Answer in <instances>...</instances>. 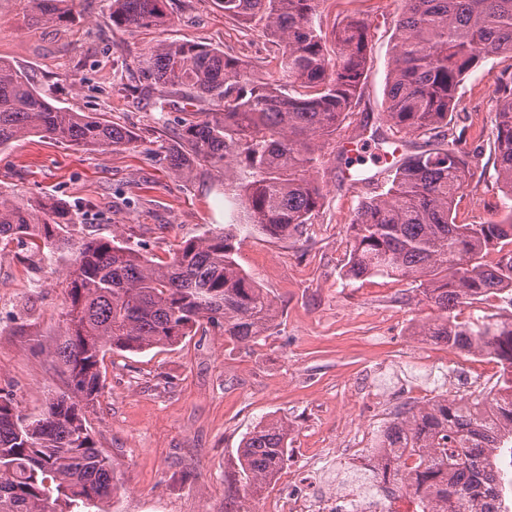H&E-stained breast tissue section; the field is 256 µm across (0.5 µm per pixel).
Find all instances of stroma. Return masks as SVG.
I'll use <instances>...</instances> for the list:
<instances>
[{"label":"stroma","mask_w":512,"mask_h":512,"mask_svg":"<svg viewBox=\"0 0 512 512\" xmlns=\"http://www.w3.org/2000/svg\"><path fill=\"white\" fill-rule=\"evenodd\" d=\"M402 0H321L324 26L357 13L372 24L371 64L350 122L376 121L385 109L391 36ZM110 0H74L57 26L36 25L24 0H0V59L25 71L58 106L100 113L129 127L135 147L89 150L37 134L0 148V196L64 201L83 235H120L168 257L177 241L231 223L233 193L222 168L178 180L161 149L176 137L181 106L155 109L158 88L145 79L144 60L160 42L213 46L274 72L277 47L261 27L225 18L216 0H167V23L128 31L113 26ZM512 76V58H489L459 89L450 128L478 150L472 175L455 204L460 224H488L503 213L496 181L494 90ZM338 137L324 150L325 198L301 234L276 240L246 235L236 259L274 300L278 317L258 343L212 331L165 350L115 352L105 359L104 388L88 415L91 433L112 461L122 487L110 512H224L239 487L237 450L259 424L288 425L285 470L304 456L342 448L354 429L377 433L420 387L428 398L453 394L452 351L411 335L433 317L412 284L375 277L350 281L346 226L365 183L336 182ZM61 265L10 244L0 251V392L25 414L44 410L64 390L61 369L46 355L59 336L66 292ZM377 387L395 400L369 409L361 394Z\"/></svg>","instance_id":"stroma-1"}]
</instances>
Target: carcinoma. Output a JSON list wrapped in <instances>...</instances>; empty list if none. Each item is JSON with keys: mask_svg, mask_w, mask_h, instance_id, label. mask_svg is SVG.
Segmentation results:
<instances>
[{"mask_svg": "<svg viewBox=\"0 0 512 512\" xmlns=\"http://www.w3.org/2000/svg\"><path fill=\"white\" fill-rule=\"evenodd\" d=\"M25 2L37 23L69 19L70 0ZM165 2L111 0L112 24L131 31L163 26ZM319 2L219 0L225 17L265 28L278 47L275 78H258L242 61L191 41L162 42L145 59L161 87L159 112L175 94L212 102L211 111L182 119L164 159L183 181L204 166L224 167L234 179L236 223L186 239L155 261L116 235L75 236L74 216L58 200L0 198L1 247L21 241L35 254L47 248L65 259L66 307L49 357L63 367L68 387L34 416L0 395V512H108L121 486L86 419L104 387L107 352L172 347L211 329L250 343L273 326L274 300L234 258L238 236L288 239L318 215L322 151L353 114L372 48L368 19L347 17L328 30ZM392 42L378 117L389 135L377 145L391 155L407 137L424 145L395 159L380 191L355 208L346 225L345 278L414 284L436 314L412 335L491 357L511 390L512 81L495 90V171L507 208L501 220L456 223L454 205L475 154L463 135L448 139V125L467 75L493 56L512 55V0H403ZM32 133L100 151L135 141L123 125L52 104L1 59L0 148ZM490 294L504 296L508 308L459 319L458 308ZM484 403L500 420L494 435L455 397L397 412L379 430L378 447L391 452L369 471L372 481L398 486L412 512H457L472 495L470 475L483 449L512 444V399L490 392ZM287 456L288 425L256 426L238 454L243 496L260 493Z\"/></svg>", "mask_w": 512, "mask_h": 512, "instance_id": "1", "label": "carcinoma"}]
</instances>
